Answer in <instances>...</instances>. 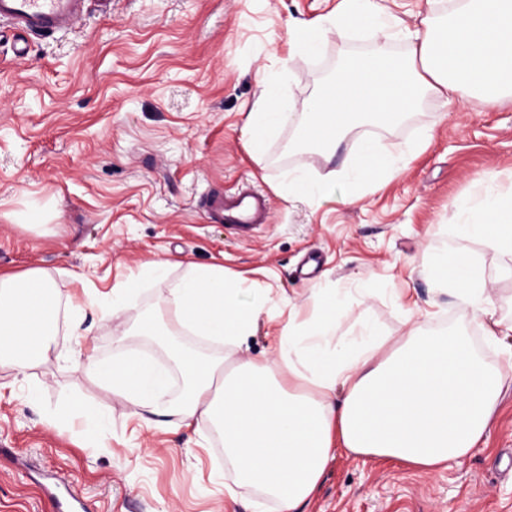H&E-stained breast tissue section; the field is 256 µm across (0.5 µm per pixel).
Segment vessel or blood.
Returning a JSON list of instances; mask_svg holds the SVG:
<instances>
[{
    "label": "vessel or blood",
    "instance_id": "b4317fda",
    "mask_svg": "<svg viewBox=\"0 0 512 512\" xmlns=\"http://www.w3.org/2000/svg\"><path fill=\"white\" fill-rule=\"evenodd\" d=\"M84 0H0V23L6 22L24 33L53 34L79 19ZM210 209L237 234L249 233L254 225L265 223L269 200L257 192L230 198L212 197Z\"/></svg>",
    "mask_w": 512,
    "mask_h": 512
}]
</instances>
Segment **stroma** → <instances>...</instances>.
<instances>
[{"label":"stroma","mask_w":512,"mask_h":512,"mask_svg":"<svg viewBox=\"0 0 512 512\" xmlns=\"http://www.w3.org/2000/svg\"><path fill=\"white\" fill-rule=\"evenodd\" d=\"M340 2L111 0L104 11L86 0L72 30L26 35L25 57L0 39V269L44 270L61 292L98 302L82 316L61 314L55 351L26 374L0 369V512H276L274 500L235 486L216 458V431L150 426L67 357L83 346L111 360L120 338L166 360L165 345L134 335V323L191 263L223 266L271 299V317L241 350L219 348L222 357L270 356L288 320L282 298L334 290L345 300L341 334L365 319L393 341L412 328L456 327L480 340L489 366H504L512 338L486 342L452 295H434L423 267L451 248L471 253L500 314L512 315V254L453 230L456 203L478 204L485 180L512 197V100L492 106L469 89L448 105L429 97L397 124L355 125L332 157L302 145L296 125L281 127L261 157L247 147L245 117L263 75L280 77L301 112L347 58L378 45L409 53L408 39L362 28L329 32L316 56L292 53L289 28L335 15ZM379 2L411 31L450 9L448 0ZM367 139L419 151L352 202L340 171ZM295 168L329 194L287 199L282 183ZM241 188L270 202L246 238L203 205ZM160 259L170 267L143 280L126 316L104 319L113 285ZM434 296L435 316L412 314ZM77 398L104 416L95 434L68 418ZM308 512H512V389L460 464L422 473L340 456Z\"/></svg>","instance_id":"35a3bbf8"}]
</instances>
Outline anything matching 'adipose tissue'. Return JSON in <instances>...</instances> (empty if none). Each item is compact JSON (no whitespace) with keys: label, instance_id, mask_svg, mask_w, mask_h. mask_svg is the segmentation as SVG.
<instances>
[{"label":"adipose tissue","instance_id":"adipose-tissue-1","mask_svg":"<svg viewBox=\"0 0 512 512\" xmlns=\"http://www.w3.org/2000/svg\"><path fill=\"white\" fill-rule=\"evenodd\" d=\"M361 27L384 34L399 27L378 0H343L333 17L292 27L293 53L313 56L327 32ZM409 56L382 50L348 60L321 87L303 117L309 145L334 146L357 121L398 123L430 93L452 101L463 88L488 102L512 96V0H460L443 25L424 17ZM247 115L248 146L261 156L266 140L295 119L273 77H262ZM408 159L364 141L345 175L361 198L406 167ZM466 221L456 230L512 253V199L487 193L479 207L457 206ZM426 273L435 292L459 296L472 318L488 317L489 338L512 334V318L498 316L483 271L455 251L432 260ZM242 281L223 267L190 265L188 274L141 315L142 336L161 333L159 311L184 332L227 347H242L269 310L267 294L243 300ZM81 313L93 300L62 294L38 269L0 271V368L22 372L47 357L61 307ZM339 296L317 295L294 307L274 336L272 360L224 362L181 346L168 362L121 352L91 365L94 378L158 426L205 423L224 441V455L241 483L276 498L279 512H304L337 454L395 460L426 472L465 458L483 439L512 373L487 366L462 330L409 331L393 344L362 323L353 339L338 336ZM182 389L169 398L173 373Z\"/></svg>","mask_w":512,"mask_h":512}]
</instances>
